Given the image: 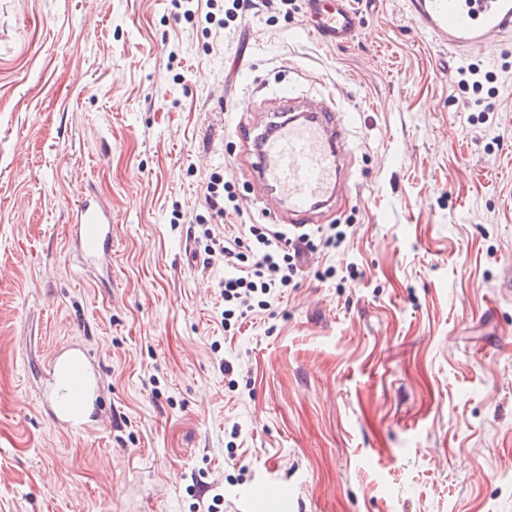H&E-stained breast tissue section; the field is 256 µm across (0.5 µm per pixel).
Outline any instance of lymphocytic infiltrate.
I'll return each instance as SVG.
<instances>
[{"label": "lymphocytic infiltrate", "mask_w": 512, "mask_h": 512, "mask_svg": "<svg viewBox=\"0 0 512 512\" xmlns=\"http://www.w3.org/2000/svg\"><path fill=\"white\" fill-rule=\"evenodd\" d=\"M204 207L213 223L204 228L207 255L221 257L224 279L220 295L224 320L243 319L257 311H270L301 269L305 251L315 242L337 247L348 238L338 225H317L286 233L270 224L240 228L243 210L229 182L212 173L203 191Z\"/></svg>", "instance_id": "lymphocytic-infiltrate-1"}]
</instances>
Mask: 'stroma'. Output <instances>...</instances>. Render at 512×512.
<instances>
[{"mask_svg":"<svg viewBox=\"0 0 512 512\" xmlns=\"http://www.w3.org/2000/svg\"><path fill=\"white\" fill-rule=\"evenodd\" d=\"M355 9L333 48L302 12L0 0V512H239L274 478L293 512H512V34L451 51L408 0ZM287 81L354 117L324 218L353 234L226 328L186 217L217 170L255 214L234 127ZM84 192L112 207L107 273L68 241ZM71 344L100 374L78 426L47 411Z\"/></svg>","mask_w":512,"mask_h":512,"instance_id":"stroma-1","label":"stroma"}]
</instances>
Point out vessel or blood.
I'll use <instances>...</instances> for the list:
<instances>
[{
  "label": "vessel or blood",
  "mask_w": 512,
  "mask_h": 512,
  "mask_svg": "<svg viewBox=\"0 0 512 512\" xmlns=\"http://www.w3.org/2000/svg\"><path fill=\"white\" fill-rule=\"evenodd\" d=\"M309 31L327 45L340 46L358 32V18L347 0H307ZM413 21L452 49L476 48L512 31V0H410ZM282 114L278 121L255 132L248 146L252 178L283 198L270 206L266 217L276 223H314L316 216L332 210L343 182L342 154L348 113L336 101L312 108L302 105L292 89L281 92ZM69 241L81 265L110 264L112 260V211L96 196L82 195L72 211ZM53 373L67 390L57 406L58 420L69 423L93 388L88 366L79 355L54 356ZM294 499L287 480L254 493L246 491V503L260 502L265 512H286Z\"/></svg>",
  "instance_id": "b4317fda"
}]
</instances>
